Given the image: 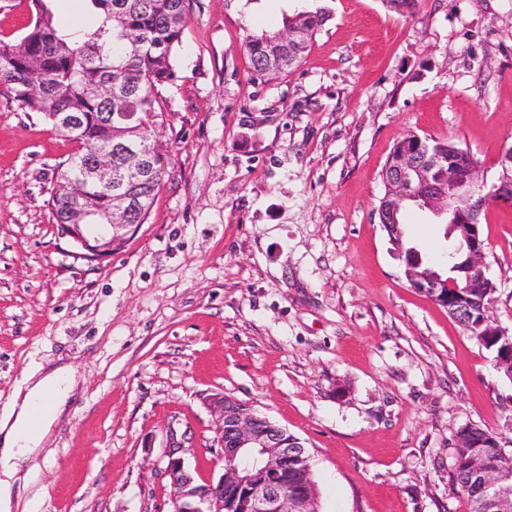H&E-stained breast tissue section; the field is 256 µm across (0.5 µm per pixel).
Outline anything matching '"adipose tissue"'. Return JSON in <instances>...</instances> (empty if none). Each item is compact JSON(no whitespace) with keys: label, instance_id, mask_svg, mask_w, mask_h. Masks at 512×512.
<instances>
[{"label":"adipose tissue","instance_id":"1","mask_svg":"<svg viewBox=\"0 0 512 512\" xmlns=\"http://www.w3.org/2000/svg\"><path fill=\"white\" fill-rule=\"evenodd\" d=\"M79 386L70 365H40L26 372L23 387L15 390L0 412V512H12L32 475L28 463L41 453ZM45 401L50 404L48 412L36 416L38 405Z\"/></svg>","mask_w":512,"mask_h":512}]
</instances>
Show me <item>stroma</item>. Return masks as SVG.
<instances>
[{"label":"stroma","instance_id":"stroma-1","mask_svg":"<svg viewBox=\"0 0 512 512\" xmlns=\"http://www.w3.org/2000/svg\"><path fill=\"white\" fill-rule=\"evenodd\" d=\"M327 16L297 67L255 78L244 40ZM160 93L170 158L145 224L100 268L59 238L50 189L75 145L0 86V408L65 358L84 394L45 442L17 512H171L168 425L215 470L221 391L300 438L322 512H470L462 426L512 453V380L410 288L378 222L409 132L467 148L495 179L512 143V0H190ZM436 260L443 228L408 210ZM492 313L512 330V208L481 226Z\"/></svg>","mask_w":512,"mask_h":512}]
</instances>
